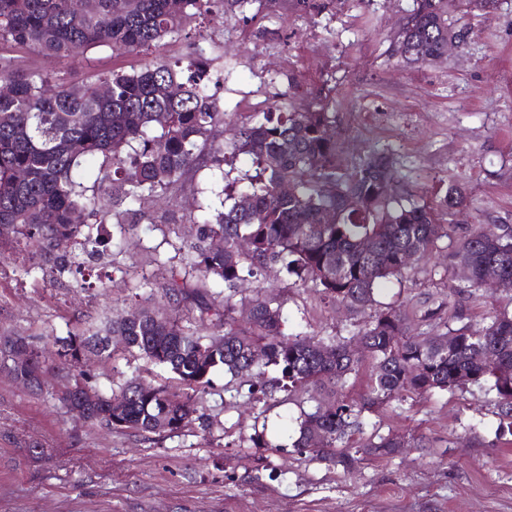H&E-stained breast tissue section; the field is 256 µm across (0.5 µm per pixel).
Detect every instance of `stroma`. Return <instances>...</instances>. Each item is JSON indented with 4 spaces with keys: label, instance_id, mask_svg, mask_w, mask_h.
<instances>
[{
    "label": "stroma",
    "instance_id": "stroma-1",
    "mask_svg": "<svg viewBox=\"0 0 512 512\" xmlns=\"http://www.w3.org/2000/svg\"><path fill=\"white\" fill-rule=\"evenodd\" d=\"M412 4L329 0L322 14L310 16L279 2H255L242 17L216 12L197 35L160 52L212 59L209 91L226 112L228 137L287 90L309 93L331 84L336 150L348 165L387 150L402 186L425 191L453 178L466 186L472 207L457 218V235L474 224L512 226V0L465 17L473 32L467 49L403 67L390 55V36ZM143 62L118 47L61 62L28 57L30 67L75 79L94 65L106 71ZM223 187L219 170L203 168L143 200L144 220L124 234L121 250L86 260L81 283L27 276L19 263L0 261V336H31L51 351L56 338L101 328L135 303L196 326L191 302L169 300L158 284L169 270L184 268L189 214L200 203L219 206ZM262 286L282 302V330L293 336H346L370 315L325 301L274 271L241 284L238 323L246 322L247 301ZM378 300L404 312L411 332L422 336L436 332L421 319L430 303H450L475 328L494 311L512 310V290L468 295L442 252L402 282L386 283ZM87 370L102 390L156 373L132 356L93 358ZM64 382L49 371L39 394L0 371V512H512V436H499L496 394L486 386L436 391L364 413L363 434L390 432L423 445L365 459L346 472L292 447L302 414L324 398L313 388L257 401L219 370L198 404L209 430L194 425L147 441L90 428L56 399ZM259 427L264 448L248 440Z\"/></svg>",
    "mask_w": 512,
    "mask_h": 512
}]
</instances>
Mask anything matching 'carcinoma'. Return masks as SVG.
<instances>
[{"label": "carcinoma", "instance_id": "cac0c4a2", "mask_svg": "<svg viewBox=\"0 0 512 512\" xmlns=\"http://www.w3.org/2000/svg\"><path fill=\"white\" fill-rule=\"evenodd\" d=\"M251 2L85 0L75 11L70 0H0V80L10 86L0 96V260L1 248L20 237L28 251L25 274L37 268L57 281L82 276V266L67 262V253L96 252L104 243L103 225L123 233L145 218L137 208L144 198L166 193L205 166L224 174L221 208L189 216L197 231L186 245L184 274L201 284L194 291L201 328L132 307L110 322L105 335L71 332L52 353L36 350L25 336H3L0 368L24 382L48 372L52 358L80 393L94 389L82 365L87 354L112 359L118 348L135 354L167 373L165 382L125 381L102 395L85 423L105 432L131 430L147 440L191 426L195 401L218 369L248 383L252 395L315 386L328 399L304 414L293 447L346 472L366 457L390 458L408 447L390 433L356 442L353 436L361 432L363 412L412 395L489 382L503 430L512 436V312L505 309L473 329L458 324L457 312L445 318L443 304L429 306L424 319L443 328L435 336L412 335L392 308L374 311L349 337L286 335L282 303L262 291L249 302L246 325L229 316V301L246 277L273 267L325 299L371 309L381 287L403 278L449 237L451 218L469 206L465 189L453 180L440 181L429 194L393 188L394 160L385 152L345 168L336 153V113L325 98L300 106L290 93L230 141H211L213 128L224 124V111L208 93L212 60L172 61L157 50L215 5L233 18ZM498 2L414 0L391 37V56L405 66L424 65L444 57L450 40L468 46L471 29L451 13L491 11ZM117 45L148 60L138 69L98 72L81 82L25 63L31 53L63 60L80 49ZM101 85L109 86V95L98 94ZM242 155L250 169L229 177L223 166L234 167ZM98 159L103 176L90 190L80 170ZM241 180L247 181L244 190L237 188ZM285 180L293 186L287 195L279 191ZM243 195L246 208L239 205ZM77 213L94 222L75 223ZM217 236L221 250L211 248ZM448 258L474 293L485 288L490 268L512 281V226L479 224L451 243ZM211 282L228 291L222 309L207 300ZM113 336L124 343L112 346ZM359 340L371 359V384L363 403L350 405L336 394L362 365L353 351ZM17 347L29 350L32 362L17 364L11 358ZM269 366L280 376L265 378ZM114 397L125 404L112 405Z\"/></svg>", "mask_w": 512, "mask_h": 512}]
</instances>
